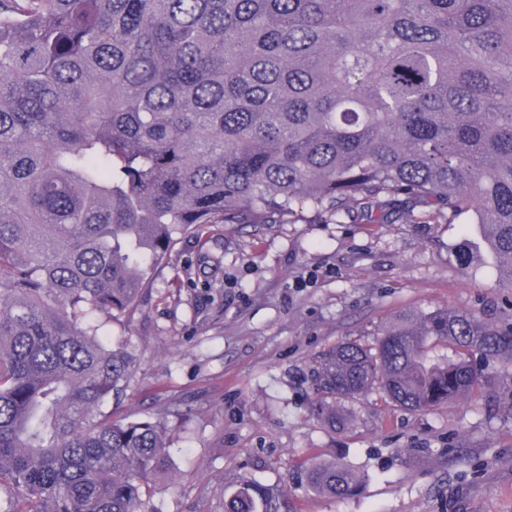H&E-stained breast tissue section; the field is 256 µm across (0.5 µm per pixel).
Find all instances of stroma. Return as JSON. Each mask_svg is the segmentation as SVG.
<instances>
[{"label":"stroma","instance_id":"1","mask_svg":"<svg viewBox=\"0 0 512 512\" xmlns=\"http://www.w3.org/2000/svg\"><path fill=\"white\" fill-rule=\"evenodd\" d=\"M477 225L216 224L181 240L112 338L136 359L113 417L166 421L174 478L158 512H224L240 477L279 487L292 512H512V369L496 359L480 398L423 411L376 392L339 399L327 425L315 377L337 342L374 344L400 315L475 310L512 323V288L488 251L460 265ZM350 465L359 495L311 491L303 468Z\"/></svg>","mask_w":512,"mask_h":512}]
</instances>
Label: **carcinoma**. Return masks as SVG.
<instances>
[{
	"mask_svg": "<svg viewBox=\"0 0 512 512\" xmlns=\"http://www.w3.org/2000/svg\"><path fill=\"white\" fill-rule=\"evenodd\" d=\"M385 204L476 224L512 288V0H0V512H157L161 420L102 412L177 236ZM512 367V326L414 314L322 353L318 389L426 410ZM308 488L356 494L343 463ZM224 512H290L250 477Z\"/></svg>",
	"mask_w": 512,
	"mask_h": 512,
	"instance_id": "1",
	"label": "carcinoma"
}]
</instances>
